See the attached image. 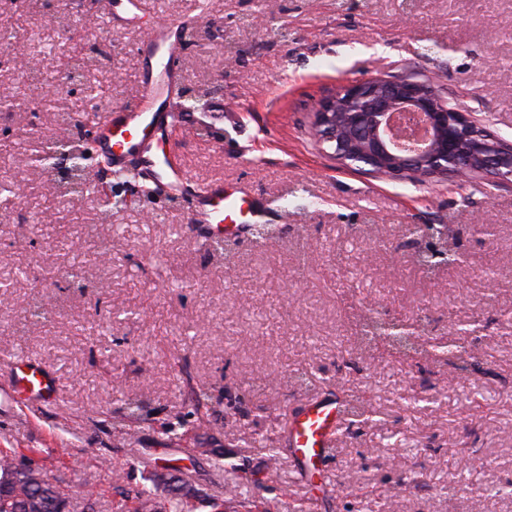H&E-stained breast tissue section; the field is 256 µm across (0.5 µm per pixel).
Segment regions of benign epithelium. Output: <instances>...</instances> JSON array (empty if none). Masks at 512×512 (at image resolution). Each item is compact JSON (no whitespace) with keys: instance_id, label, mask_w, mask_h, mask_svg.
Masks as SVG:
<instances>
[{"instance_id":"benign-epithelium-1","label":"benign epithelium","mask_w":512,"mask_h":512,"mask_svg":"<svg viewBox=\"0 0 512 512\" xmlns=\"http://www.w3.org/2000/svg\"><path fill=\"white\" fill-rule=\"evenodd\" d=\"M367 99L370 112L345 113V132L351 139L365 136L371 149L362 155L374 174L446 177L471 163L462 145L470 141L488 150L477 168L494 179L512 170V147L477 127L471 113L448 111L433 85L408 78L384 76L342 87L320 101L314 112V127L321 140L336 141V106L341 97Z\"/></svg>"}]
</instances>
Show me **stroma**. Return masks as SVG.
Wrapping results in <instances>:
<instances>
[{
	"label": "stroma",
	"mask_w": 512,
	"mask_h": 512,
	"mask_svg": "<svg viewBox=\"0 0 512 512\" xmlns=\"http://www.w3.org/2000/svg\"><path fill=\"white\" fill-rule=\"evenodd\" d=\"M144 2L138 24L108 27L97 0H0L19 33L0 63V179L19 188L0 211V384L19 355L60 381L51 406H0V448L71 497L94 490V512H120L157 464L204 489L194 512H222L241 477L279 512H512L484 493L512 484V180L373 177L310 124L343 85L413 74L512 145V0ZM157 17L187 23L176 98L196 129L164 152L256 201L222 251L192 229V190L142 178L107 215L30 159L33 137L73 136L64 115L136 100ZM374 311L447 339L474 323L454 337L464 369L365 343ZM312 395L356 397L372 421L342 426L304 477L285 425Z\"/></svg>",
	"instance_id": "1"
}]
</instances>
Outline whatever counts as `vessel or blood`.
Returning <instances> with one entry per match:
<instances>
[{"mask_svg":"<svg viewBox=\"0 0 512 512\" xmlns=\"http://www.w3.org/2000/svg\"><path fill=\"white\" fill-rule=\"evenodd\" d=\"M180 30V24L169 21L149 33L141 48L154 60V70L143 82L136 103L119 117H106L97 132L98 145L110 156L114 168L123 169L125 158L136 154L143 170L152 173L168 194L182 192L188 181L187 170L161 152L163 140L178 127L169 100L176 83ZM193 205L199 236L214 241L236 235L238 219L252 207L246 197L225 193L219 182L197 188ZM9 372L6 394L15 403L47 406L55 402L57 379L39 362L16 357ZM348 414L346 401L313 397L289 420L288 446L306 469H315L331 452Z\"/></svg>","mask_w":512,"mask_h":512,"instance_id":"b4317fda","label":"vessel or blood"}]
</instances>
